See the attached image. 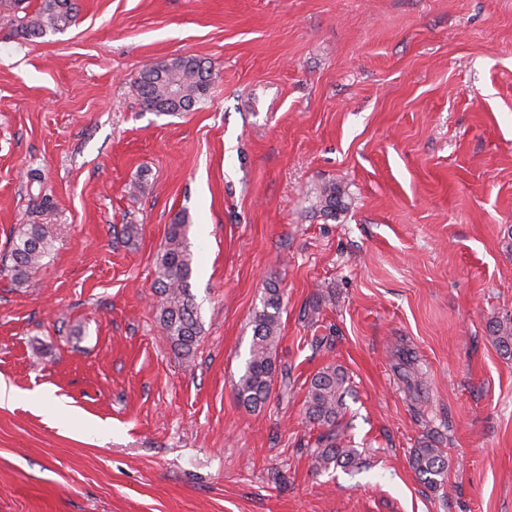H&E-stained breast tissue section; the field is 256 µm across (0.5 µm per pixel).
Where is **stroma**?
<instances>
[{
  "instance_id": "stroma-1",
  "label": "stroma",
  "mask_w": 512,
  "mask_h": 512,
  "mask_svg": "<svg viewBox=\"0 0 512 512\" xmlns=\"http://www.w3.org/2000/svg\"><path fill=\"white\" fill-rule=\"evenodd\" d=\"M78 4L30 40L0 9V258L19 225L53 238L26 285L0 273V512H512L488 329L512 314V0ZM181 55L211 64L207 100L148 111L132 78ZM183 211L189 361L154 288ZM270 281L290 383L254 410L234 385ZM329 365L362 463L318 473L304 400ZM425 442L437 489L409 463ZM409 462L421 482L429 488H437L443 484L448 471V456L443 448H436L431 444L414 448Z\"/></svg>"
}]
</instances>
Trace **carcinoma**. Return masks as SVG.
Returning <instances> with one entry per match:
<instances>
[{
	"instance_id": "1",
	"label": "carcinoma",
	"mask_w": 512,
	"mask_h": 512,
	"mask_svg": "<svg viewBox=\"0 0 512 512\" xmlns=\"http://www.w3.org/2000/svg\"><path fill=\"white\" fill-rule=\"evenodd\" d=\"M77 13L76 0H40L33 13L20 18L18 30L31 38L62 33L75 22ZM211 79V66L195 56L185 55L145 65L133 84L146 109L170 115L190 111L205 101ZM343 196V189L334 184L324 189L319 197L320 210L333 212ZM189 225L187 213L177 214L155 258L159 295L157 320L173 350L185 360L192 358L202 333L190 284ZM51 249L52 236L46 225H19L5 258L13 281L18 284L27 282L43 265ZM282 300L278 284L267 283L262 307L252 316L249 358L234 386L237 400L248 408L260 407L271 394L275 372L273 353L280 340ZM489 334L500 354L512 357V314L492 321ZM347 383V373L341 367L331 365L313 375L308 385L304 402L306 418L324 428L318 437L319 448L311 452V468L316 472L354 467L360 463L358 451L345 443L339 434ZM410 465L422 483L437 488L443 484L448 471V456L443 449L425 444L413 449Z\"/></svg>"
}]
</instances>
